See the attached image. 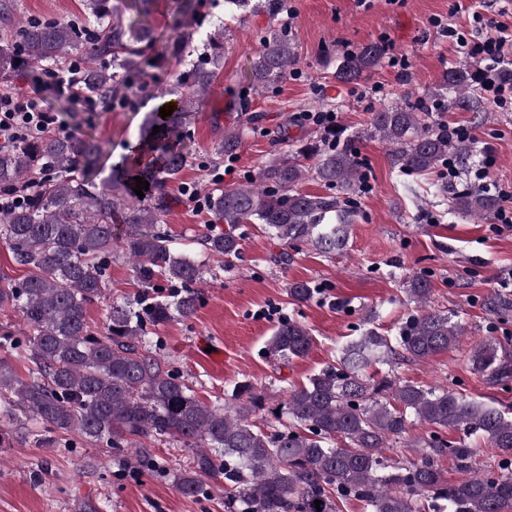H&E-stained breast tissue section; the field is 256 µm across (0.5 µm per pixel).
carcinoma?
Listing matches in <instances>:
<instances>
[{"label":"carcinoma","instance_id":"obj_1","mask_svg":"<svg viewBox=\"0 0 512 512\" xmlns=\"http://www.w3.org/2000/svg\"><path fill=\"white\" fill-rule=\"evenodd\" d=\"M155 7L156 0H85L84 24L18 20L0 44V79L6 82L33 63L53 68L80 60L78 81L89 96L116 85L140 87L149 70L162 68L152 53L149 18ZM124 8L139 20L123 24ZM224 50L219 35L203 42L200 59L178 80L172 115L163 118L156 107L146 119L140 141L147 159L138 164L122 157L100 184L91 175L102 148L87 134H35L0 145V190L25 195L23 203L0 212V241L28 269L17 280L0 271V310L19 313L25 323L18 335L0 327V417L33 421L46 438L76 434L112 449L114 456L131 452L150 472L163 465L146 441L182 448L190 459L174 474L178 490L199 500L221 484L224 512H340L352 498L370 512H512V416L445 387L416 385L390 373L378 380L366 376L368 369L390 367L401 357L427 359L465 335L457 315L430 306L432 288L423 275L408 281L406 294L417 311L396 335L374 328L361 332L341 348L336 365L292 388L277 405H268L249 381L237 383L224 404L207 403L160 358L157 328L195 315L203 298L196 285L213 274L212 258L221 259V269L235 265L238 226L259 224L288 248L312 244L334 254L346 244L364 182L351 143L305 141L275 154L260 171L259 184L207 192L211 222L227 229L206 237V254L174 253L169 235L159 229L142 238L140 226L161 223L169 185L190 164L182 113L200 106L212 90ZM381 54L379 45L369 44L343 55L336 78L360 80ZM296 63L286 29H268L254 66L258 82L272 84ZM448 108L484 111L477 66L468 59L446 70L415 102L372 113L370 131L387 145L393 170L433 173L448 156L474 151L472 141L448 138L433 119L432 113ZM253 121L246 117L213 156L234 153ZM155 126L160 131L154 135ZM308 174L328 192L301 191L298 184ZM135 176L149 182L141 199L133 191ZM500 207V197L487 190L455 189L445 213L490 224ZM117 211L127 226L121 249L142 291L112 302L101 331L86 319V310L102 296ZM160 280L169 293L156 286ZM317 294L310 281L288 287L295 304ZM312 345L310 330L290 317L266 349L292 359L306 356ZM15 359L25 363V375L15 371ZM471 364L494 383L512 380V359L495 341L475 347ZM417 422L435 426L419 449L420 459L388 457L386 451ZM449 430L462 437L448 440ZM473 435L502 452L497 467L473 469L474 449L465 441ZM443 456L463 478L444 479L437 464Z\"/></svg>","mask_w":512,"mask_h":512}]
</instances>
